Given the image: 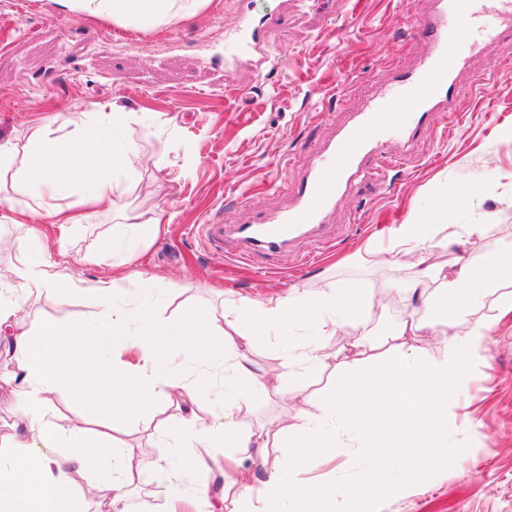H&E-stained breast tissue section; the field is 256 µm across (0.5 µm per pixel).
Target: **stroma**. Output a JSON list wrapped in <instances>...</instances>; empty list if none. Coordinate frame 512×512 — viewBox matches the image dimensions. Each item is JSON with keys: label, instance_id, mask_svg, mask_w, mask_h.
<instances>
[{"label": "stroma", "instance_id": "obj_1", "mask_svg": "<svg viewBox=\"0 0 512 512\" xmlns=\"http://www.w3.org/2000/svg\"><path fill=\"white\" fill-rule=\"evenodd\" d=\"M410 2L207 0L178 25L140 30L71 12L57 0H0V139L25 144L36 121L53 122L87 101L152 116L149 125L126 129L139 159L128 192L113 209L91 213L64 235L35 218L0 223V272L30 262L37 230L64 275L56 288L23 307L26 327L93 315L88 288L113 274L112 255L101 246L123 235L126 213L145 225L160 213L164 223L158 234L132 241V266L142 276L116 281L118 297L166 296L161 315L171 320L183 307L203 308L217 334L227 329L232 305L242 298L273 304L294 288L318 292L342 283L384 292L400 271L362 265L352 256L381 227L404 223L416 211L431 212L427 189L436 179L452 189L478 178L489 185L471 211L447 218L468 224L480 216L490 226L484 236L441 251L449 270L496 250L512 253V141L499 136L512 125L508 32L497 47L470 59L458 76L462 95L455 117L437 118L420 132L410 161L391 171L388 186L359 180L337 203L328 226L290 240L255 267L206 242L204 225L245 224L285 209V186L307 157L381 90L383 61L409 68L426 52V39L404 20ZM245 14L264 22L265 35L242 58L234 29ZM475 73L490 76L480 94L469 87ZM419 309L397 295L361 318L358 332L375 344L372 362L388 361L395 346L388 332ZM489 336L488 351L473 360L448 405L449 465L425 470L407 494L351 503L352 512H512V317ZM298 341L292 334L269 336L243 355L255 372L274 377L289 345ZM338 369L333 361L317 374L292 376L290 396L257 394L234 416L243 429L276 431L294 411H313L319 390ZM234 396V384L220 381L215 395L194 404L162 394L148 415L113 418V435L142 450L131 461L138 474L128 487L132 512H161L165 502L148 460H164L172 475L181 474L168 423L194 415L214 424L218 400ZM373 468L394 474L400 462L341 448L335 459H310L301 477L355 481Z\"/></svg>", "mask_w": 512, "mask_h": 512}]
</instances>
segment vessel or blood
Segmentation results:
<instances>
[{
	"label": "vessel or blood",
	"mask_w": 512,
	"mask_h": 512,
	"mask_svg": "<svg viewBox=\"0 0 512 512\" xmlns=\"http://www.w3.org/2000/svg\"><path fill=\"white\" fill-rule=\"evenodd\" d=\"M476 2L433 0L431 11L412 10L413 20L428 38V49L417 65L408 70L391 66V91L357 113L327 148L311 155L287 209L250 224L206 225L210 242L240 251L245 260L261 258L281 249L290 237L326 224L363 171L384 181L393 161L388 152L391 140L415 139L430 117L454 113L457 75L467 54L496 44L500 29L512 30V0H499V7L482 12Z\"/></svg>",
	"instance_id": "vessel-or-blood-1"
}]
</instances>
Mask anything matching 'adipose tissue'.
Listing matches in <instances>:
<instances>
[{
	"mask_svg": "<svg viewBox=\"0 0 512 512\" xmlns=\"http://www.w3.org/2000/svg\"><path fill=\"white\" fill-rule=\"evenodd\" d=\"M70 11L141 27H168L196 13L201 0H62ZM86 102L68 119L71 133L56 136L36 124L24 146L0 140V175L11 177L13 194L0 198V223H16L37 216L62 229L81 223L91 212L111 208L121 196L133 170L134 147L125 140L124 127L136 120L133 112L113 108L111 125L91 123L101 112ZM483 224H464L459 231L447 225L425 230L422 217L387 228L390 252L406 274L393 283L406 300L420 302L425 316H408L392 331L397 355L390 363L372 365L366 355V336L354 333L365 310L374 305L361 288H332L320 293L296 289L276 305L243 299L234 310V335L214 339L211 317L184 308L178 322L158 315L164 299L151 303L121 302L113 281L90 286L97 311L93 318L62 324L46 321L32 330L19 327V313L33 297L56 286L55 263L27 264L13 277H0V348L13 365L12 379L23 397L17 405L15 433L0 440V512H81L74 473L95 481L97 471L88 462L89 449L112 462V512H127V487L132 474L128 462L136 451L116 441L102 440L84 430L58 424L44 411L48 394L66 390L76 404L126 417L153 408L158 396V361L168 349L189 350L180 376L170 379L176 398L194 400L214 385L202 365L209 356L229 358L240 347L282 326L321 335L343 334L346 339L344 374L320 398L315 413L294 414L289 429L277 433L247 432L237 423L221 431L184 418L173 423L172 439L184 472L196 475L194 489L172 476L161 461L153 466L165 481V494L178 502L194 495L205 499L208 484L201 474L200 448L212 441L233 449L236 460L277 447L283 451L279 470L253 488L245 477L224 484V498L240 512H345V503L405 493L426 464L448 462V396L451 387L466 379L472 358L489 347V332L512 313V260L490 254L484 261L449 276L437 264V249L464 236H481ZM437 282L440 299L425 294ZM439 335L443 352L424 354L407 339L425 332ZM362 418L371 426L358 437L364 452L380 458L400 457L397 474L382 471L354 482L308 486L293 474L310 457L336 453V427Z\"/></svg>",
	"mask_w": 512,
	"mask_h": 512,
	"instance_id": "obj_1",
	"label": "adipose tissue"
}]
</instances>
